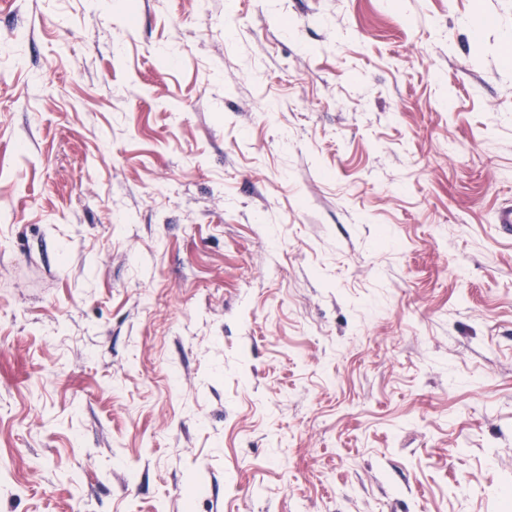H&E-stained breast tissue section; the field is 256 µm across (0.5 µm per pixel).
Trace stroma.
Listing matches in <instances>:
<instances>
[{"instance_id": "stroma-1", "label": "stroma", "mask_w": 512, "mask_h": 512, "mask_svg": "<svg viewBox=\"0 0 512 512\" xmlns=\"http://www.w3.org/2000/svg\"><path fill=\"white\" fill-rule=\"evenodd\" d=\"M512 0H0V512H512Z\"/></svg>"}]
</instances>
